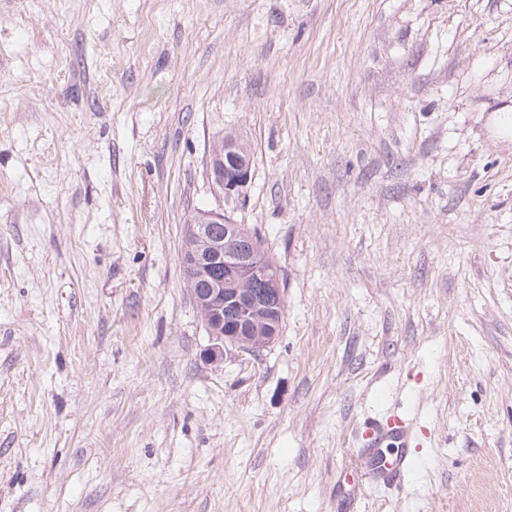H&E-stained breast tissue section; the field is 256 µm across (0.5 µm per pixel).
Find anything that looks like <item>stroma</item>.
I'll list each match as a JSON object with an SVG mask.
<instances>
[{
    "instance_id": "obj_1",
    "label": "stroma",
    "mask_w": 512,
    "mask_h": 512,
    "mask_svg": "<svg viewBox=\"0 0 512 512\" xmlns=\"http://www.w3.org/2000/svg\"><path fill=\"white\" fill-rule=\"evenodd\" d=\"M227 134L285 315L213 364ZM0 512H512V0H0ZM246 145V146H245ZM247 144L229 136L219 138L213 145L209 159V174L224 194L227 205L245 200L252 181V159ZM363 445L369 449L359 450L356 467L364 466L373 477L382 479L388 486H399L414 470L413 461L408 457L406 448H413L415 437L412 423L398 415L386 416L381 420L364 423L359 431ZM397 448L391 457H383L372 448Z\"/></svg>"
}]
</instances>
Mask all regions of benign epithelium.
I'll return each mask as SVG.
<instances>
[{"label": "benign epithelium", "instance_id": "obj_1", "mask_svg": "<svg viewBox=\"0 0 512 512\" xmlns=\"http://www.w3.org/2000/svg\"><path fill=\"white\" fill-rule=\"evenodd\" d=\"M209 174L227 205L245 200L252 159L245 144L229 136L211 150ZM224 225V235L213 232ZM184 280L211 339L205 358L224 361L233 348L255 355L276 342L285 314L284 288L276 265L255 235L220 210H197L184 225L180 255Z\"/></svg>", "mask_w": 512, "mask_h": 512}]
</instances>
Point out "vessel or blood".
Masks as SVG:
<instances>
[{
  "label": "vessel or blood",
  "instance_id": "obj_1",
  "mask_svg": "<svg viewBox=\"0 0 512 512\" xmlns=\"http://www.w3.org/2000/svg\"><path fill=\"white\" fill-rule=\"evenodd\" d=\"M359 436L364 448L357 453V463L368 469L373 477L397 486L413 471L414 464L407 454L414 439L409 419L393 414L365 422ZM382 447L393 449V456L379 455L378 450Z\"/></svg>",
  "mask_w": 512,
  "mask_h": 512
}]
</instances>
